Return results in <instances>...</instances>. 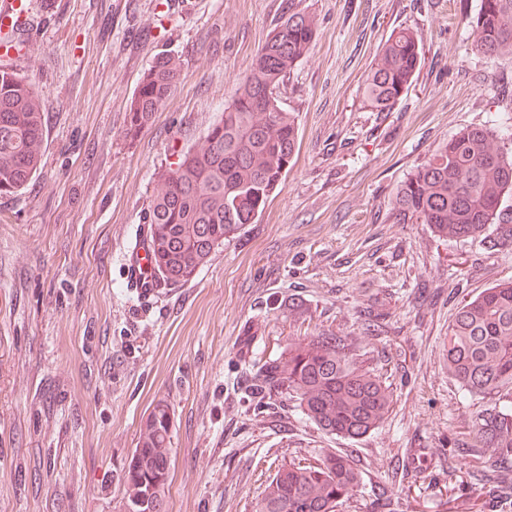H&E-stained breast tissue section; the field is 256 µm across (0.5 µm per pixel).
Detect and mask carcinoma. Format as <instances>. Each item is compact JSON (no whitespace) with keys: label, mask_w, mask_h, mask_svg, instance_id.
Returning a JSON list of instances; mask_svg holds the SVG:
<instances>
[{"label":"carcinoma","mask_w":512,"mask_h":512,"mask_svg":"<svg viewBox=\"0 0 512 512\" xmlns=\"http://www.w3.org/2000/svg\"><path fill=\"white\" fill-rule=\"evenodd\" d=\"M474 48L487 59L512 55V0H480L467 19ZM318 20L288 12L257 51L250 74L239 84L221 120L204 141L188 149L177 168L157 174L148 207L146 237L159 283L175 285L211 260L262 214L288 174L298 145V123L277 89L308 53ZM422 46L407 28L384 44L363 83L365 100L388 112L406 94L420 68ZM181 63L157 56L131 97L126 136L148 127L175 90ZM493 127L454 133L399 185L395 223L428 224L442 239L465 241L503 217L512 197V155L498 135L512 138V113ZM44 111L31 83L0 70V194L26 188L42 164ZM448 373L469 397L495 398L481 411L472 441L456 444L452 456L488 455L475 475L480 512L512 506V281H503L462 303L444 342ZM253 391L286 392L301 412L327 434L355 440L384 421L393 403L392 384L365 370L347 352L346 337L333 333L288 343L258 370ZM172 418L167 403H155L141 421L136 448L124 464L123 512H167ZM359 472L344 454L328 451L313 462H291L277 470L255 512H337L358 487Z\"/></svg>","instance_id":"1"}]
</instances>
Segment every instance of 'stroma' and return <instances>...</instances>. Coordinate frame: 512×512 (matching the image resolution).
Masks as SVG:
<instances>
[{
    "mask_svg": "<svg viewBox=\"0 0 512 512\" xmlns=\"http://www.w3.org/2000/svg\"><path fill=\"white\" fill-rule=\"evenodd\" d=\"M29 2L13 69L40 96L46 135L36 179L0 195V512H121L122 468L161 399L169 512H254L278 467L328 450L361 477L341 512H472L475 463L449 468L450 450L491 401L463 397L444 338L460 301L512 280V248L495 246L493 224L456 242L392 212L450 135L512 110V57L488 60L468 37L477 0ZM292 6L319 26L278 91L299 125L281 189L190 280L138 297L124 258L157 172L203 141ZM402 28L424 63L391 111H372L364 77ZM160 54L180 59L181 81L127 140ZM324 332L393 386L365 437L319 430L287 394L251 395L259 363ZM408 454L412 484L393 477Z\"/></svg>",
    "mask_w": 512,
    "mask_h": 512,
    "instance_id": "obj_1",
    "label": "stroma"
}]
</instances>
